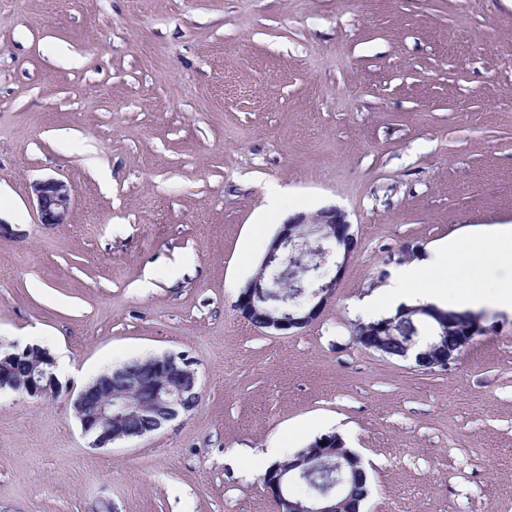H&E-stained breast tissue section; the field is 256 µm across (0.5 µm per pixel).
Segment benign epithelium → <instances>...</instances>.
I'll list each match as a JSON object with an SVG mask.
<instances>
[{"mask_svg":"<svg viewBox=\"0 0 512 512\" xmlns=\"http://www.w3.org/2000/svg\"><path fill=\"white\" fill-rule=\"evenodd\" d=\"M31 195L36 202L40 222L43 224H64L70 211L71 190L63 181L47 178L31 183ZM325 241H334L340 246L336 260L335 274L331 281L313 293L308 306L298 314L277 316L267 313L261 328L265 332H287L304 328L316 321L339 286L340 273L352 259L357 248V239L352 224L345 214L334 207L321 209L313 214H298L280 225L271 240L266 257L270 258L289 250L320 246ZM266 262H261L256 274L242 288L237 309L243 319L255 324V317L261 310V303L281 301L284 296L277 285L263 280ZM421 309L402 310L394 317L370 323L360 322L355 326L354 337L369 349L381 350L383 336H404L406 345L402 357L415 354L417 366L430 371H446L461 352L478 336L485 335L490 326L481 315L466 314L468 328L458 334L455 342L447 347L439 344L420 346L416 338L417 324L413 314ZM458 315H435L439 326L457 323ZM51 357L37 347L23 349L16 345L0 347V391L11 390L30 398H42L52 392L54 377L51 372ZM155 377L154 401L146 404L138 401L136 395L143 387V373ZM120 374L125 379L121 393L112 392V376ZM201 391L195 361L183 354H164L142 359L137 366L118 368L103 374L86 385L75 397L73 407L82 432L94 437L93 445L103 447L109 443L141 438L145 433L123 427L128 417L142 418L149 423L148 431L157 432L182 414L190 411L191 404L199 401ZM336 434H325L312 445V453H300L288 470L279 465L271 466L262 477L264 487L275 498L279 512H347L349 499L342 490H325L306 502H293L287 498L288 484L300 475L311 471L314 466L336 456Z\"/></svg>","mask_w":512,"mask_h":512,"instance_id":"1","label":"benign epithelium"}]
</instances>
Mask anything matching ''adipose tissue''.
<instances>
[{"label":"adipose tissue","mask_w":512,"mask_h":512,"mask_svg":"<svg viewBox=\"0 0 512 512\" xmlns=\"http://www.w3.org/2000/svg\"><path fill=\"white\" fill-rule=\"evenodd\" d=\"M489 254L494 265L512 269V226L466 239L451 238L429 256L401 267L390 286L375 293L362 312L386 316L400 306L427 303L448 311L489 306L512 312V277L489 280L483 289L465 286L459 272L463 256Z\"/></svg>","instance_id":"adipose-tissue-1"}]
</instances>
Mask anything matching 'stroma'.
Instances as JSON below:
<instances>
[{"label": "stroma", "mask_w": 512, "mask_h": 512, "mask_svg": "<svg viewBox=\"0 0 512 512\" xmlns=\"http://www.w3.org/2000/svg\"><path fill=\"white\" fill-rule=\"evenodd\" d=\"M48 177L66 223L39 221ZM328 206L358 240L335 298L255 328L257 232ZM0 222V344L39 330L74 369L0 394V512H278L262 456L314 424L361 455L363 512H512V314L445 371L351 315L407 242L512 225V0H0ZM164 353L194 409L93 447L76 393ZM30 188L41 223H66L71 205V190L65 182L47 178L31 183Z\"/></svg>", "instance_id": "1"}]
</instances>
